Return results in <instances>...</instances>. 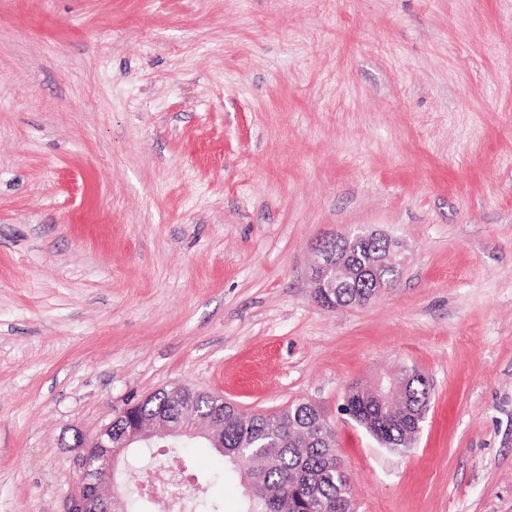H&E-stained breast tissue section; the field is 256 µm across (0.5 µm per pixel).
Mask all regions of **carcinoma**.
<instances>
[{
	"label": "carcinoma",
	"mask_w": 512,
	"mask_h": 512,
	"mask_svg": "<svg viewBox=\"0 0 512 512\" xmlns=\"http://www.w3.org/2000/svg\"><path fill=\"white\" fill-rule=\"evenodd\" d=\"M384 243L366 239L336 242V253L347 256L358 270L346 286L335 288L333 298L341 306L351 305L364 294L388 284L392 276L387 269L374 278L364 269L375 256L383 253ZM404 402L382 403L365 390L351 389L345 397V412L376 441L387 448L408 447L422 422L430 398L426 378L415 372L404 378ZM167 403L159 391L132 406L138 416L150 414ZM224 447L238 451L227 462L237 465L247 458H258L262 465L248 471L253 495L245 498L243 512H352V500L337 463L334 439H325L320 425L327 418L314 406L299 402L275 416L242 415L224 404L221 412ZM169 464L189 468L190 459L183 443L176 437L168 442ZM116 512H151L146 497L114 496Z\"/></svg>",
	"instance_id": "carcinoma-1"
}]
</instances>
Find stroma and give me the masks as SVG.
Instances as JSON below:
<instances>
[{"mask_svg": "<svg viewBox=\"0 0 512 512\" xmlns=\"http://www.w3.org/2000/svg\"><path fill=\"white\" fill-rule=\"evenodd\" d=\"M358 231L400 276L324 307ZM405 368L396 452L340 407ZM185 386L316 405L354 512H512V0H0V512H68L74 432ZM356 235H360V237H364L366 239L380 241L374 243L366 239H357L346 244L343 240L336 242V237H334L319 245L317 249L318 260L313 268L312 274L316 297L318 296L316 291L322 289L329 301L332 303L331 288H335V293H333L332 296L336 299V305H351L356 303V301L365 293H369L373 289L379 288L383 285H388V279L395 275L394 273L392 274L389 268L385 269L384 273L377 279L368 275L366 272L364 273L360 271L368 268L374 261L377 254L384 253L382 246L386 243L387 253L383 254V258L377 262L375 269L373 270L375 276H377L381 269H384L388 264L390 253L393 252V248L397 243L390 237L380 235L376 232H366ZM335 243L336 252L332 250L330 246ZM336 254L347 256V260L350 265L358 270V273H355L357 274L356 277L351 278L348 285H341L337 288V281L350 278L353 274L346 260L341 259L339 256H336ZM336 305H332L331 307L338 308Z\"/></svg>", "mask_w": 512, "mask_h": 512, "instance_id": "35a3bbf8", "label": "stroma"}]
</instances>
